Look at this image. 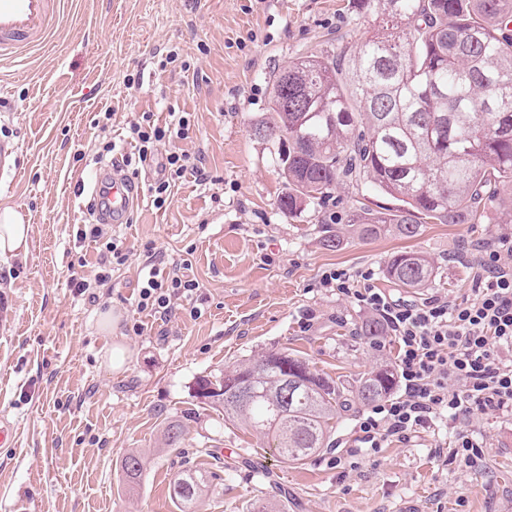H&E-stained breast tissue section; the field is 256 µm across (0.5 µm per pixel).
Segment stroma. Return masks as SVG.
Returning a JSON list of instances; mask_svg holds the SVG:
<instances>
[{"mask_svg": "<svg viewBox=\"0 0 512 512\" xmlns=\"http://www.w3.org/2000/svg\"><path fill=\"white\" fill-rule=\"evenodd\" d=\"M352 0H69L56 43L26 65L0 61V143L13 146L0 172V208L16 209L32 228L25 254L0 256V416L15 427L0 447V512H178L169 482L181 470L213 476L202 512H512V415H476L471 429L485 448L480 467L460 470L436 457L454 429H430L366 455L358 469L338 467L359 407L336 421L333 447L292 465L265 439L200 408L197 377L258 354L286 351L311 369L352 383L377 362H396L385 337L374 350L360 326L366 314L322 287L336 268L367 271L370 284L420 303L438 295L472 297L461 252L493 246L506 232L486 210L477 224H426L416 238H359L351 212L393 206L374 190L340 184L320 206L288 215L272 147L254 135L268 110V78L291 61L355 46L368 31ZM176 51L165 63L167 51ZM111 111L106 128L100 112ZM157 123L189 112L195 127L176 147L199 158L208 180L186 173L172 203L155 208L158 177L143 165L138 202L110 234L128 259L97 299L70 285L78 258L95 264V243L77 245L88 223L96 158L120 143L142 113ZM160 145V153L171 151ZM341 245L326 248V235ZM429 254L439 273L415 292L383 271L403 250ZM190 254L185 275L198 287L166 319L137 306L142 275ZM120 314L117 332L100 315ZM133 358L107 365L113 334ZM181 420L180 448L164 444ZM148 461L142 483L124 488L122 461Z\"/></svg>", "mask_w": 512, "mask_h": 512, "instance_id": "1", "label": "stroma"}]
</instances>
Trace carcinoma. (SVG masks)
<instances>
[{"mask_svg": "<svg viewBox=\"0 0 512 512\" xmlns=\"http://www.w3.org/2000/svg\"><path fill=\"white\" fill-rule=\"evenodd\" d=\"M375 26L355 47L331 48L288 65L270 81V116L255 136L275 147L285 192L279 206L294 213L318 203L340 183L364 185L400 202L353 214L356 232L412 239L422 224H470L486 204L512 222V0H353ZM438 267L421 251L394 254L386 279L427 288ZM373 348L379 322H362ZM294 383L288 399L287 382ZM396 386L384 363L346 386L286 352H268L218 374L200 376L192 398L271 440L284 462L299 463L328 446L349 402L373 404ZM249 389L251 401L238 392ZM184 426L168 425L177 448ZM125 483L139 485L141 455L122 463ZM210 475L185 470L169 483L179 512H201Z\"/></svg>", "mask_w": 512, "mask_h": 512, "instance_id": "carcinoma-1", "label": "carcinoma"}]
</instances>
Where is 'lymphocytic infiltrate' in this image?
<instances>
[{"label":"lymphocytic infiltrate","instance_id":"lymphocytic-infiltrate-1","mask_svg":"<svg viewBox=\"0 0 512 512\" xmlns=\"http://www.w3.org/2000/svg\"><path fill=\"white\" fill-rule=\"evenodd\" d=\"M191 120L172 113L168 123H155L150 113L130 127L138 163L153 159L161 143L186 139ZM206 181L190 155L171 152L161 165L160 176L149 187L152 203L163 208L171 201L177 181L187 172ZM77 241L95 242L99 262L92 278L73 279L79 293L105 286L113 267L127 261L120 240L100 224H86L76 232ZM475 296L463 302L435 296L417 304L395 299L379 288L355 285L347 269L324 275L322 285L335 289L360 310L379 318L398 346L399 394L376 403L358 416L353 434L345 444L339 465L356 468L363 452L378 451L385 442L407 443L436 421L459 425L452 456L459 467L471 469L484 458V448L466 433L474 413H512V235L501 236L496 247L470 253ZM187 259L174 262L169 271L150 269L143 279L138 307L169 317L175 299L192 294L194 280L182 270Z\"/></svg>","mask_w":512,"mask_h":512}]
</instances>
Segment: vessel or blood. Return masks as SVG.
I'll return each instance as SVG.
<instances>
[{
  "label": "vessel or blood",
  "mask_w": 512,
  "mask_h": 512,
  "mask_svg": "<svg viewBox=\"0 0 512 512\" xmlns=\"http://www.w3.org/2000/svg\"><path fill=\"white\" fill-rule=\"evenodd\" d=\"M64 10L65 0H0V57L19 62L49 48ZM109 199L100 214L106 222L125 217L136 204L128 178L117 169L112 172Z\"/></svg>",
  "instance_id": "b4317fda"
}]
</instances>
